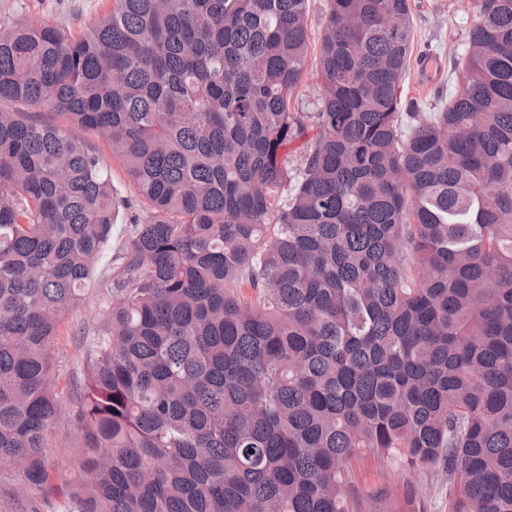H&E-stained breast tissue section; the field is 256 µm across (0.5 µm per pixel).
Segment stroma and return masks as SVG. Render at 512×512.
Returning <instances> with one entry per match:
<instances>
[{
	"label": "stroma",
	"mask_w": 512,
	"mask_h": 512,
	"mask_svg": "<svg viewBox=\"0 0 512 512\" xmlns=\"http://www.w3.org/2000/svg\"><path fill=\"white\" fill-rule=\"evenodd\" d=\"M409 4L415 29L412 57L431 51L443 64V74L436 83L422 84L412 72L404 82V101L426 107L459 87L452 68L464 49L471 9L468 0H409ZM111 6L112 0H0V21L46 20L77 35ZM130 217V211L120 210L111 247L100 257L83 301L60 322L52 343L62 401L49 450L54 489L48 494L32 489L20 492L14 468L0 466V512H65L67 493L78 470L79 439L72 414L81 402L79 387L84 383L86 353L112 302L114 257L127 242ZM352 477L362 512H371L372 494L383 485L402 499L405 512H448V478L440 471L409 473L397 464L366 454L353 461Z\"/></svg>",
	"instance_id": "35a3bbf8"
}]
</instances>
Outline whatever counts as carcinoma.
I'll use <instances>...</instances> for the list:
<instances>
[{
	"instance_id": "carcinoma-1",
	"label": "carcinoma",
	"mask_w": 512,
	"mask_h": 512,
	"mask_svg": "<svg viewBox=\"0 0 512 512\" xmlns=\"http://www.w3.org/2000/svg\"><path fill=\"white\" fill-rule=\"evenodd\" d=\"M459 91L403 103L409 0H112L0 27V465L45 490L51 342L137 191L87 353L67 512H359L365 452L512 512V0H470ZM304 139L288 167V146ZM379 512H404L386 489ZM325 0H310L308 29L310 31L311 48L307 70L302 85L292 102L296 112H316L319 98V88L315 73L314 59L320 44V36L325 22ZM99 154L104 160L108 174L112 181L115 197L136 202V189L129 178L122 161L112 154L111 147L101 139H94Z\"/></svg>"
}]
</instances>
